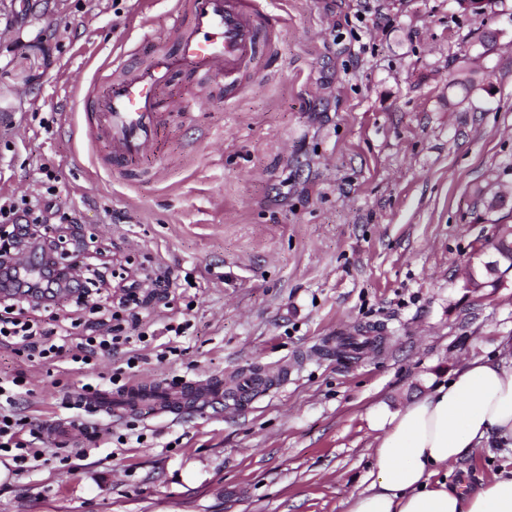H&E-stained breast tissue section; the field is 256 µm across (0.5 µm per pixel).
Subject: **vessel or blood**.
Returning <instances> with one entry per match:
<instances>
[{"instance_id": "b4317fda", "label": "vessel or blood", "mask_w": 512, "mask_h": 512, "mask_svg": "<svg viewBox=\"0 0 512 512\" xmlns=\"http://www.w3.org/2000/svg\"><path fill=\"white\" fill-rule=\"evenodd\" d=\"M167 18L171 44L153 49L141 62L132 49L105 59L104 93L70 88L86 112V139L108 145L101 165L130 181L138 177L131 161L159 151L164 122L188 118L206 104L197 85L222 94L225 104L234 103L244 76L270 48L281 22L260 0H170ZM223 392V379L212 377L174 387L142 386L125 394L123 403L131 412L177 415L189 400Z\"/></svg>"}]
</instances>
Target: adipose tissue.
Returning a JSON list of instances; mask_svg holds the SVG:
<instances>
[{"label": "adipose tissue", "instance_id": "ef3b65f1", "mask_svg": "<svg viewBox=\"0 0 512 512\" xmlns=\"http://www.w3.org/2000/svg\"><path fill=\"white\" fill-rule=\"evenodd\" d=\"M368 421L377 433L372 480L344 512H512V469L466 490L441 476L477 448L512 447V346L471 359L405 408Z\"/></svg>", "mask_w": 512, "mask_h": 512}]
</instances>
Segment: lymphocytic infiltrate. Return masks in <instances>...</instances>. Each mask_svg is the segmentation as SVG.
<instances>
[{
    "instance_id": "f902f5d3",
    "label": "lymphocytic infiltrate",
    "mask_w": 512,
    "mask_h": 512,
    "mask_svg": "<svg viewBox=\"0 0 512 512\" xmlns=\"http://www.w3.org/2000/svg\"><path fill=\"white\" fill-rule=\"evenodd\" d=\"M57 193V186L51 183L43 201L0 199V286L7 288L8 299L19 307L16 316L0 318V339L17 346L19 352L31 358L86 364L96 357L120 352L131 341L146 340L148 314L138 291L144 285L170 286L173 273L160 264L142 279L123 284L118 307L125 323L137 329L136 337L124 336L118 328H108L95 335H76L77 320L58 309L57 303L67 291L75 294L77 303L100 311V295L93 290L95 284L104 280L99 265L91 261L57 265L52 245L45 244L41 247V268L36 274L18 268V257L31 244L39 226L50 222L75 223L73 213L54 208L51 199ZM23 395V376L0 378V452L14 449L15 472L19 475L34 470L43 455L40 446L43 427L21 413L19 404Z\"/></svg>"
}]
</instances>
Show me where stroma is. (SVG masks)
<instances>
[{
  "label": "stroma",
  "instance_id": "stroma-1",
  "mask_svg": "<svg viewBox=\"0 0 512 512\" xmlns=\"http://www.w3.org/2000/svg\"><path fill=\"white\" fill-rule=\"evenodd\" d=\"M168 0H0V197L45 191L78 224L65 258L165 264L180 279L154 306L186 319L79 372L0 346V377L26 373L21 411L57 427L50 458L0 482V512H342L371 481L367 417L403 409L432 374L512 342V280L470 292L464 271L507 211L477 188L512 183V0L484 14L455 0H264L283 16L238 101L214 96L167 126L150 178L101 167L66 84H90L107 50L171 41ZM471 69L465 93L449 82ZM374 336L373 352L339 351ZM135 368H127L128 359ZM287 370L247 402L180 415L98 413L97 442L63 429V400ZM512 449H477L452 483L492 478Z\"/></svg>",
  "mask_w": 512,
  "mask_h": 512
}]
</instances>
